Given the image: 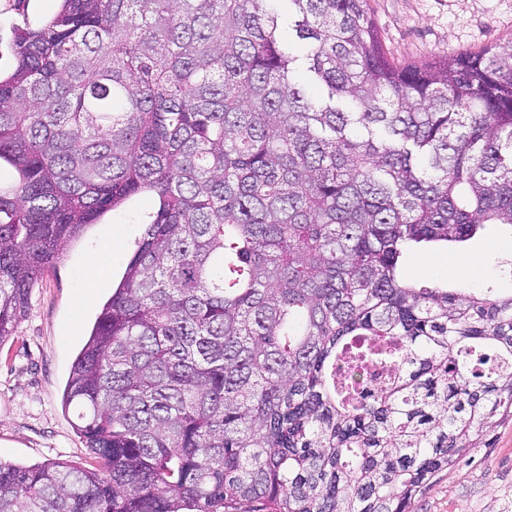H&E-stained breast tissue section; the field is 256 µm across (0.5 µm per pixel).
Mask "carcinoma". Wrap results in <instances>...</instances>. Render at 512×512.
Returning <instances> with one entry per match:
<instances>
[{
  "label": "carcinoma",
  "instance_id": "cac0c4a2",
  "mask_svg": "<svg viewBox=\"0 0 512 512\" xmlns=\"http://www.w3.org/2000/svg\"><path fill=\"white\" fill-rule=\"evenodd\" d=\"M13 53L0 344L88 226L154 206L64 391L101 469L1 463L0 512H408L512 415V295L402 273L512 228V38L397 66L366 0H60ZM288 51L292 56L298 59L295 63V79L300 83L308 95H316L317 89L308 81L301 65L303 62V56L306 53L305 45L289 37Z\"/></svg>",
  "mask_w": 512,
  "mask_h": 512
}]
</instances>
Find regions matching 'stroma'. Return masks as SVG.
<instances>
[{
    "label": "stroma",
    "mask_w": 512,
    "mask_h": 512,
    "mask_svg": "<svg viewBox=\"0 0 512 512\" xmlns=\"http://www.w3.org/2000/svg\"><path fill=\"white\" fill-rule=\"evenodd\" d=\"M57 0H0V69L14 65L13 27L37 24L53 14ZM370 15L387 57L398 64L444 61L512 37V0H368ZM121 238L109 242L113 228ZM144 230L122 216L105 217L73 243L32 290L30 309L14 337L0 344V463L31 466L67 460L98 469L62 394L76 355L103 303L119 280L122 264L85 271L88 252L111 243L130 254ZM512 232L490 224L459 247L425 248L409 256L408 273L421 283L440 278L464 291L512 295ZM482 268L481 279L469 270ZM490 445L442 473L413 512H512V419L493 428Z\"/></svg>",
    "instance_id": "1"
}]
</instances>
